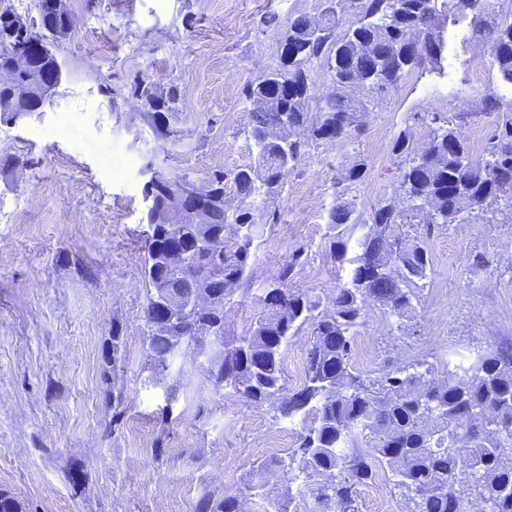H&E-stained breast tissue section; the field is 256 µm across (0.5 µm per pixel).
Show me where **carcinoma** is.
<instances>
[{"label":"carcinoma","instance_id":"cac0c4a2","mask_svg":"<svg viewBox=\"0 0 512 512\" xmlns=\"http://www.w3.org/2000/svg\"><path fill=\"white\" fill-rule=\"evenodd\" d=\"M488 0H359L354 12L324 18V35L309 36V20L298 15L288 22L282 39L302 50L291 59L280 57L278 71L295 85L284 99L274 85L265 87L276 105L250 112L253 162L233 173L242 199L254 195L279 196L288 173L298 164L308 141L298 136L288 142V155L279 151L275 138L307 132L315 141L342 143L356 128L368 101L349 96L358 86L373 98L396 87L406 74L430 67L442 69L448 53L445 25L467 23L470 38L491 47L490 67L512 84V21L494 22ZM352 15L348 25L343 17ZM329 64L333 93L324 98L319 116L309 122L311 64ZM165 107L146 113L156 137L170 135L169 116L179 100L178 89L168 90ZM429 134L422 147H410L399 134L393 152L406 157L398 184L390 196L358 211L344 201H334L328 223L338 229L334 259L351 265L348 282L336 290L331 309L286 288L302 252L292 255L274 278L263 298L267 309L248 336L224 342L207 372L214 389L230 388L248 402L261 405L278 400L281 416H301L310 421L299 435L292 457L304 472L326 474L320 498L336 512H355L353 491L373 480L374 464L391 474L404 512H470L471 499L491 506V512H512V433L501 436L486 427V414L512 425V349L479 353L455 365L448 377L436 379L430 370L414 363L375 380L355 372L353 340L369 300L396 320L397 327L413 318L419 283L431 272L426 246L436 230L483 211L501 200L512 202V115L498 118L493 136L480 159L468 150L460 125L439 113L424 117ZM368 173V163L356 159L344 180L357 183ZM163 187L156 202L167 201L166 192L180 189L187 177L159 171ZM224 172L211 178L214 195L205 201L213 213V239L224 240V228L235 224L244 239L219 251L191 242L194 226L178 224L159 229L146 243L140 278L146 288L145 321L148 326L150 368L158 373L172 357L170 337L189 336L196 323H208L224 334V315H186L161 330L156 321V280L167 279L178 291L199 277L229 295L246 278L247 259L258 224L254 202L233 215L224 210ZM430 206H423V202ZM364 233L351 240L355 229ZM187 251L182 268L163 270L157 255L172 242ZM357 252L348 257L350 242ZM389 273L373 276L380 262ZM304 325L312 327L313 340L301 389L288 392L281 370L282 349ZM431 392L430 403L422 393ZM467 440L457 443V429ZM197 512H239V502H216L203 496Z\"/></svg>","mask_w":512,"mask_h":512}]
</instances>
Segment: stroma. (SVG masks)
I'll return each instance as SVG.
<instances>
[{
	"label": "stroma",
	"instance_id": "35a3bbf8",
	"mask_svg": "<svg viewBox=\"0 0 512 512\" xmlns=\"http://www.w3.org/2000/svg\"><path fill=\"white\" fill-rule=\"evenodd\" d=\"M74 26L56 48L63 81L52 103L26 122H0V155L28 164L0 171V490L25 512H197L202 496L234 497L241 512H270L292 494L291 512H330L319 497L324 476L300 473L289 450L304 424L281 417L277 402L253 405L232 389L214 390L209 343L194 344L155 379L147 357L145 157L201 182L250 164L251 105L242 89L280 65L281 27L320 17L319 0H68ZM279 27L264 25L266 14ZM489 44L458 45L451 98L438 73L414 70L375 97L359 130L342 144L310 142L281 195L256 211L261 225L246 281L224 300V336L249 335L265 314L263 297L293 253L302 262L290 289L329 306L349 274L330 256L326 216L336 183L366 158L363 181L346 201L364 209L389 196L403 157L399 134L426 141L428 113L461 116L473 155H482L499 115L512 114L497 71L473 75ZM177 87L172 137L155 139L133 88ZM493 97L498 109L487 112ZM433 269L415 316L395 329L367 302L355 355L361 374L425 361L435 378L475 352L512 345V210L470 214L427 242ZM121 340L113 342L112 328ZM312 330L282 350L289 389L304 380ZM124 413L111 425L112 395ZM275 469L268 493L247 480ZM289 472L290 480L280 479ZM402 512L387 472L358 486V512L380 504Z\"/></svg>",
	"mask_w": 512,
	"mask_h": 512
}]
</instances>
